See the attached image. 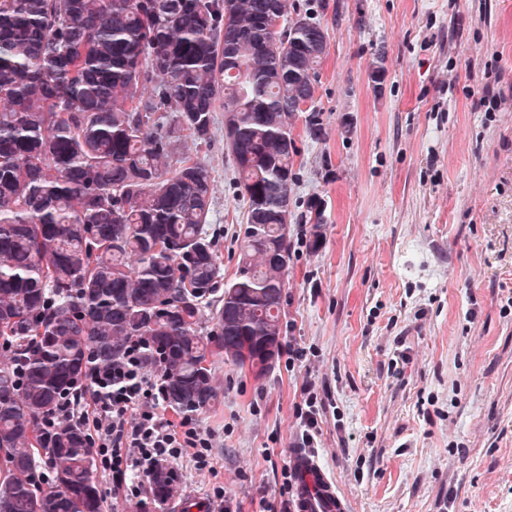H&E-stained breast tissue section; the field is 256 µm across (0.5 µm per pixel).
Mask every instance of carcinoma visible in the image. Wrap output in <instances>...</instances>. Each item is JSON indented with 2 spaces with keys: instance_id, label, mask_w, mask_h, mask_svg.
I'll return each instance as SVG.
<instances>
[{
  "instance_id": "carcinoma-1",
  "label": "carcinoma",
  "mask_w": 512,
  "mask_h": 512,
  "mask_svg": "<svg viewBox=\"0 0 512 512\" xmlns=\"http://www.w3.org/2000/svg\"><path fill=\"white\" fill-rule=\"evenodd\" d=\"M311 15L288 0H0V512H103L84 429L43 425L89 361L142 338L167 406L197 412L218 398L215 362L280 352L289 142L327 48ZM219 105L247 202L227 280L211 174L186 150L211 141ZM310 210L316 250L324 209ZM178 488L157 465L140 512Z\"/></svg>"
}]
</instances>
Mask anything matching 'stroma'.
<instances>
[{
    "label": "stroma",
    "instance_id": "35a3bbf8",
    "mask_svg": "<svg viewBox=\"0 0 512 512\" xmlns=\"http://www.w3.org/2000/svg\"><path fill=\"white\" fill-rule=\"evenodd\" d=\"M322 3L323 134L293 124L283 301V339L306 357L260 379L216 364L197 415L216 470L183 459L178 498L217 512L220 484L229 512L280 506L308 383L325 405L313 451L350 512H512V0ZM193 154L230 277L246 201L223 112ZM315 201L313 251L300 216Z\"/></svg>",
    "mask_w": 512,
    "mask_h": 512
}]
</instances>
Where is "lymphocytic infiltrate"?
<instances>
[{"label": "lymphocytic infiltrate", "instance_id": "lymphocytic-infiltrate-1", "mask_svg": "<svg viewBox=\"0 0 512 512\" xmlns=\"http://www.w3.org/2000/svg\"><path fill=\"white\" fill-rule=\"evenodd\" d=\"M148 348L131 340L111 368H93L76 393L62 396L50 422L79 425L88 433L99 473L115 494L140 497L160 463L190 457L198 469H212V434L195 416L173 421L161 411L162 375L145 371Z\"/></svg>", "mask_w": 512, "mask_h": 512}]
</instances>
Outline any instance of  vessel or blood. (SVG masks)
Returning <instances> with one entry per match:
<instances>
[{
	"instance_id": "1",
	"label": "vessel or blood",
	"mask_w": 512,
	"mask_h": 512,
	"mask_svg": "<svg viewBox=\"0 0 512 512\" xmlns=\"http://www.w3.org/2000/svg\"><path fill=\"white\" fill-rule=\"evenodd\" d=\"M293 484L292 512H348V501L308 449L290 454Z\"/></svg>"
}]
</instances>
